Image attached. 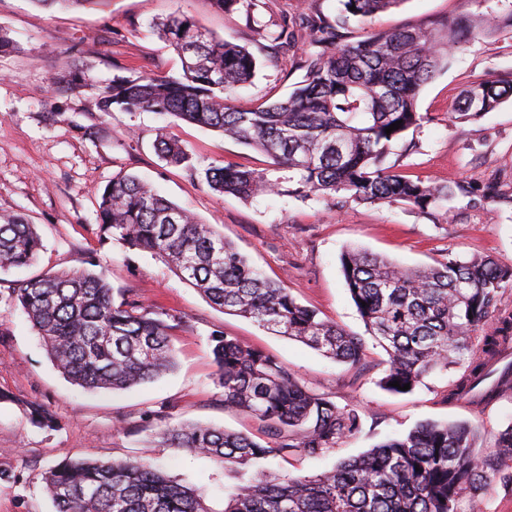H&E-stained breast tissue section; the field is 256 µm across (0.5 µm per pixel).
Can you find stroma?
Returning a JSON list of instances; mask_svg holds the SVG:
<instances>
[{
	"instance_id": "35a3bbf8",
	"label": "stroma",
	"mask_w": 512,
	"mask_h": 512,
	"mask_svg": "<svg viewBox=\"0 0 512 512\" xmlns=\"http://www.w3.org/2000/svg\"><path fill=\"white\" fill-rule=\"evenodd\" d=\"M254 23L244 11L225 12L213 0H91L77 9H44L31 0H0V29L18 49L0 56V213L19 212L36 224L43 248L26 269L0 273V469L15 476L0 483V512H53L44 473L69 458L144 459L202 489L211 512H222L232 483L221 466L161 445L166 425L194 422L231 430L249 428L225 409L215 379L210 339L222 332L277 356L315 393L341 407L358 406L363 428L318 459L275 458L283 474L314 475L357 456L380 440L425 421L466 422L476 445L492 447L512 423V392L481 408L446 402L455 370L433 372L409 394L383 390L385 353L368 350V371L354 375L307 345L214 308L160 259L99 239L97 193L112 178L132 174L163 196L191 209L271 280L290 288L319 317L361 336L364 324L340 272L348 246L388 256L405 267L435 264L445 255L467 260L492 255L512 265V101L481 118L453 121L461 91L471 82L512 73V33L479 34L455 51L450 64L426 84L418 110L428 122L414 132L416 146L390 156L395 171L439 183L493 185L485 199H456L448 223L437 224L413 206L358 205L346 193L327 197L270 194L249 201L213 194L154 149L157 129L169 132L205 163L268 170L266 155L216 132L182 121L162 122L151 112L98 108L100 89L114 76L164 75L179 59L158 35L155 21L175 12L193 16L216 36L245 46L257 60L251 85L230 103L248 109L287 96L306 74L309 32L296 29L290 47H274L266 24L308 15L334 20L338 0H255ZM484 0H403L367 19L351 20L346 41L404 26L434 27L485 11ZM78 81L77 93L67 92ZM95 261L116 292L158 306L178 323L172 336L175 370L121 393L84 392L55 368L36 332L11 300L25 279ZM56 419L33 426L30 403Z\"/></svg>"
}]
</instances>
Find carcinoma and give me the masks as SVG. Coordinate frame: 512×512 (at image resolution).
Here are the masks:
<instances>
[{
    "instance_id": "1",
    "label": "carcinoma",
    "mask_w": 512,
    "mask_h": 512,
    "mask_svg": "<svg viewBox=\"0 0 512 512\" xmlns=\"http://www.w3.org/2000/svg\"><path fill=\"white\" fill-rule=\"evenodd\" d=\"M213 2L223 11L243 8L253 19V0ZM340 2L334 22L310 23L305 79L283 100L246 111L230 107L228 96L255 77V57L202 30L192 16L174 13L157 29L181 69L116 77L101 92V111H152L198 125L264 153L287 173L273 180L247 166H201L179 140L159 132L154 147L162 159L218 195L248 201L279 193L288 182L284 191L293 195L344 192L358 205L403 202L446 223L448 204L470 194V187L399 174L386 160L396 145L413 148L407 133L427 119L418 111V95L448 66L451 51L476 31H512V8L341 44L338 29L350 18L385 12L403 0ZM510 98L511 75L473 82L455 118L476 119ZM396 121L400 128L386 133ZM97 222L101 241L159 257L210 305L300 341L356 374L367 368L361 338L318 318L288 287L251 265L217 227L138 177L123 176L104 188ZM42 247L36 225L19 214H0V271L30 266ZM340 265L366 333L388 356L383 389L398 392L391 386L397 381L413 390L429 373L450 367L461 373L448 383V402L487 405L512 389V309L501 303L512 288V266L485 255L403 268L357 248L342 251ZM93 266L90 260L86 267L48 272L14 291L15 304L58 371L82 389L118 392L172 370L168 314L136 298L115 301L106 273ZM211 343L224 406L251 418L265 441L187 423L164 429L160 438L169 448L213 460L234 479L224 512H457L460 498L480 497L501 462L512 460V423L498 432L494 450L479 453L471 426L423 422L329 471L283 475L270 460L324 456L361 430L360 410L311 391L273 355L236 337L215 333ZM29 415L38 428L55 425L37 403ZM43 480L55 512H211L200 489L149 461H63Z\"/></svg>"
}]
</instances>
